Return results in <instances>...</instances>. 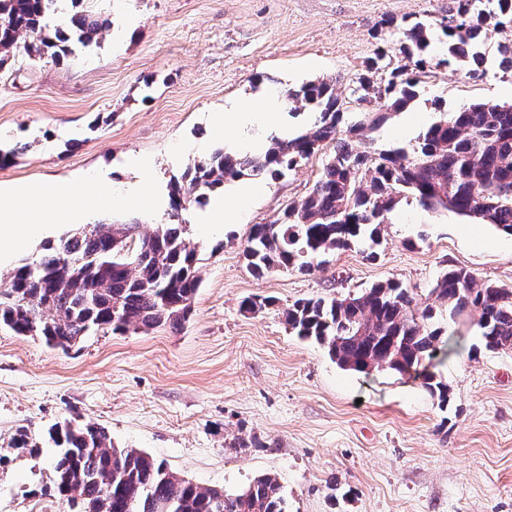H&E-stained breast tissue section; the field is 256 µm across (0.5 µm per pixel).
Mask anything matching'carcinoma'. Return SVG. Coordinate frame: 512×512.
Returning <instances> with one entry per match:
<instances>
[{
	"mask_svg": "<svg viewBox=\"0 0 512 512\" xmlns=\"http://www.w3.org/2000/svg\"><path fill=\"white\" fill-rule=\"evenodd\" d=\"M55 2L0 0V66L26 35L36 36L23 44L27 57L58 59L92 46L107 28L99 16L78 10L64 30L55 25ZM434 25L446 38L437 65L464 66L472 78L492 65L512 71V42L498 45L494 58L484 50L488 33L512 28V0H448L445 17L401 26L404 63L391 70L384 87L368 77L355 81L367 105L346 131L339 124L347 109L333 84L310 81L287 91L295 107L317 113L313 127L273 139L260 156L219 148L194 161L171 186L173 222L150 235L136 236L134 224H88L47 243L39 259L14 268L10 288L0 292V327L28 336L34 326L47 345L66 350L89 331L182 325L201 283L197 253L181 237L178 220L188 199L243 176L282 175L327 148L331 157L312 191L270 223L252 226L243 254L255 276L276 269L305 273L357 242L374 248L388 215L408 198L512 235V104L476 102L449 112L438 98L436 118L409 151L370 136L419 97ZM119 236L132 253L112 249ZM104 261L112 262V271H102ZM430 295L448 306L450 320L456 312L475 313L486 349L512 348V287L478 283L467 270L450 267ZM286 321L295 335L326 345L340 367L364 373L369 364L384 363L420 380L440 407L448 406V384L429 370L447 353L439 347L443 331L434 325L433 307H419L402 284L387 280L359 295L301 299L288 308ZM52 435V492L70 512H288L271 475L226 493L180 478L146 453L115 447L101 426L68 423L52 428Z\"/></svg>",
	"mask_w": 512,
	"mask_h": 512,
	"instance_id": "obj_1",
	"label": "carcinoma"
}]
</instances>
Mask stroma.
I'll list each match as a JSON object with an SVG mask.
<instances>
[{
  "label": "stroma",
  "mask_w": 512,
  "mask_h": 512,
  "mask_svg": "<svg viewBox=\"0 0 512 512\" xmlns=\"http://www.w3.org/2000/svg\"><path fill=\"white\" fill-rule=\"evenodd\" d=\"M85 10L119 28L140 24L114 51L102 36L75 60L16 55L0 67V187L27 186L29 205L50 182L105 168L131 180L122 161H150L146 176L168 196L193 161L228 141L213 132L218 112L250 104L262 87L363 76L378 53L398 64L405 20L438 19L448 0H86ZM473 101L512 103V73L480 80L436 66L415 105L433 114ZM325 154L283 176H246L223 193L252 191L244 224L202 229L208 200L182 217L199 258L201 286L177 328L88 333L69 351L0 329V512H69L49 495L57 423L95 422L116 447L163 461L203 488L234 493L254 478H278L288 512H512V349L486 350L474 317L436 324L459 352L436 363L450 402L419 381L378 368L341 369L327 347L292 334L296 300L356 294L389 279L420 305L448 267L512 287V235L450 211L401 202L381 231L375 257L354 245L306 273L254 276L243 249L265 224L311 190ZM46 225L29 244L0 255V289L20 260L70 232ZM270 298L258 312L250 297ZM27 431L32 448L15 447Z\"/></svg>",
  "instance_id": "obj_1"
}]
</instances>
